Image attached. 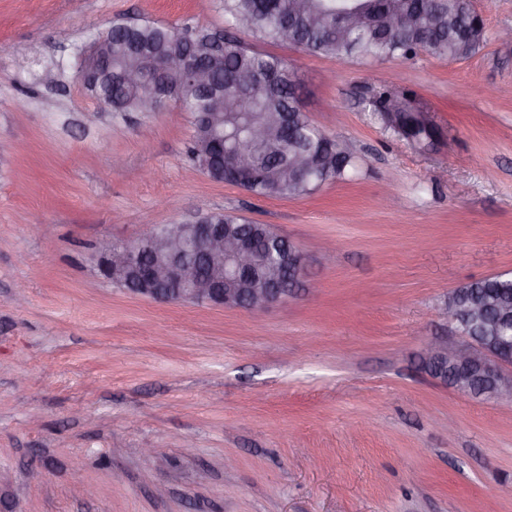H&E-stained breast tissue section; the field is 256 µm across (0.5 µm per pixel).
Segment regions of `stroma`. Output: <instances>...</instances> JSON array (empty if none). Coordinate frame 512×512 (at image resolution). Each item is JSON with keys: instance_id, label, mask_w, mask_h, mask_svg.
<instances>
[{"instance_id": "stroma-1", "label": "stroma", "mask_w": 512, "mask_h": 512, "mask_svg": "<svg viewBox=\"0 0 512 512\" xmlns=\"http://www.w3.org/2000/svg\"><path fill=\"white\" fill-rule=\"evenodd\" d=\"M477 7L484 46L455 62L343 63L233 29L297 70L302 111L356 155L348 178L276 199L203 173L177 105L113 112L74 79L115 20L224 27L212 0H0L9 512H512V401L419 364L433 337L457 341L449 292L512 273V0ZM383 87L411 93L430 148L377 112ZM219 212L307 251L316 291L256 313L158 304L99 275L112 243Z\"/></svg>"}]
</instances>
